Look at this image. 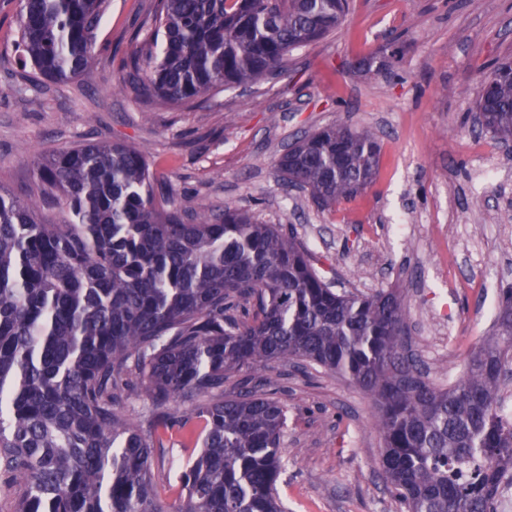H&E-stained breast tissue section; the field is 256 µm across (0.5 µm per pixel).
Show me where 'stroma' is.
I'll use <instances>...</instances> for the list:
<instances>
[{"label": "stroma", "instance_id": "obj_1", "mask_svg": "<svg viewBox=\"0 0 512 512\" xmlns=\"http://www.w3.org/2000/svg\"><path fill=\"white\" fill-rule=\"evenodd\" d=\"M153 0H107L97 56L66 83L15 77L14 8L0 11V186L44 195L38 155L84 142L145 148L156 188L188 212L240 207L293 226L335 291L403 289L410 341L428 379L447 388L492 331L512 286V158L469 116L494 64L512 59V0H349L336 32L288 56L278 77L200 106L142 104L118 64ZM387 65L379 78L361 58ZM343 119L381 140L373 182L319 209L286 189L279 157L298 137ZM288 409L279 492L289 512H399L379 468L383 436L370 399L325 370L274 366ZM190 461L153 452L160 498L179 507Z\"/></svg>", "mask_w": 512, "mask_h": 512}]
</instances>
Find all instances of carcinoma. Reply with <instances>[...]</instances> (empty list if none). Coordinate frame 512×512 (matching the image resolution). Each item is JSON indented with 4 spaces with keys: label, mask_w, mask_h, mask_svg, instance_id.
Returning a JSON list of instances; mask_svg holds the SVG:
<instances>
[{
    "label": "carcinoma",
    "mask_w": 512,
    "mask_h": 512,
    "mask_svg": "<svg viewBox=\"0 0 512 512\" xmlns=\"http://www.w3.org/2000/svg\"><path fill=\"white\" fill-rule=\"evenodd\" d=\"M106 0H19L21 68L62 82L94 62ZM348 0H155L121 61L146 105L190 107L285 69L336 30ZM512 61L495 65L481 129L512 138ZM380 143L338 122L278 161L320 206L374 178ZM68 209L45 224L0 188V493L5 512H169L152 448L193 434L180 512H288L277 485L287 408L254 373L295 361L340 374L374 404L383 477L401 512H494L512 468V289L492 336L446 389L422 373L404 296L338 293L293 228L226 205L187 214L156 195L146 151L85 143L37 159ZM235 380V391L224 386ZM140 399L138 421L121 414ZM192 406V413L180 407Z\"/></svg>",
    "instance_id": "carcinoma-1"
}]
</instances>
